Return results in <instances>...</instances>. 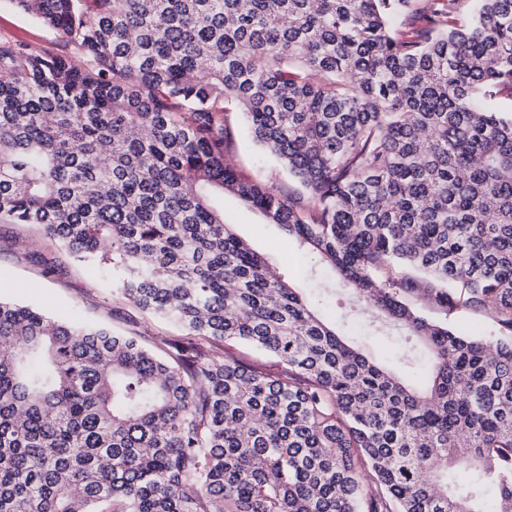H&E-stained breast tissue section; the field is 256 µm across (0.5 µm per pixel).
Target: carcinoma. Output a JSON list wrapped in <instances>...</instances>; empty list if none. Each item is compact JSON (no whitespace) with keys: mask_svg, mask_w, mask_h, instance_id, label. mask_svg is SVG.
<instances>
[{"mask_svg":"<svg viewBox=\"0 0 512 512\" xmlns=\"http://www.w3.org/2000/svg\"><path fill=\"white\" fill-rule=\"evenodd\" d=\"M7 2L78 57L0 35V223L185 338L0 297V512H487L490 482L512 512V0ZM229 100L305 194L227 162ZM226 196L349 286L404 371L425 345L427 386L344 342ZM417 299L491 301L501 334ZM221 347L231 348L232 351L236 352L245 362L256 368L271 372H276L281 369L282 365L276 357L257 350L244 342L229 341Z\"/></svg>","mask_w":512,"mask_h":512,"instance_id":"carcinoma-1","label":"carcinoma"}]
</instances>
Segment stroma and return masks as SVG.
Masks as SVG:
<instances>
[{
    "label": "stroma",
    "mask_w": 512,
    "mask_h": 512,
    "mask_svg": "<svg viewBox=\"0 0 512 512\" xmlns=\"http://www.w3.org/2000/svg\"><path fill=\"white\" fill-rule=\"evenodd\" d=\"M0 34L48 46L58 54L71 53L58 33L0 0ZM228 138L225 157L244 178L288 194L298 183L269 154L258 147L245 127L236 103L226 105ZM225 219L251 246L272 261L285 264L297 278H305L308 258L277 225L265 223L235 199L224 201ZM0 294L22 304L45 309L62 318L106 328L122 336L153 340L181 335L174 322L150 315L120 298L109 277L75 264L57 242L33 224H0ZM426 317L447 320L454 329L469 328L480 335L494 333L492 307H463L442 314L426 310Z\"/></svg>",
    "instance_id": "stroma-1"
}]
</instances>
